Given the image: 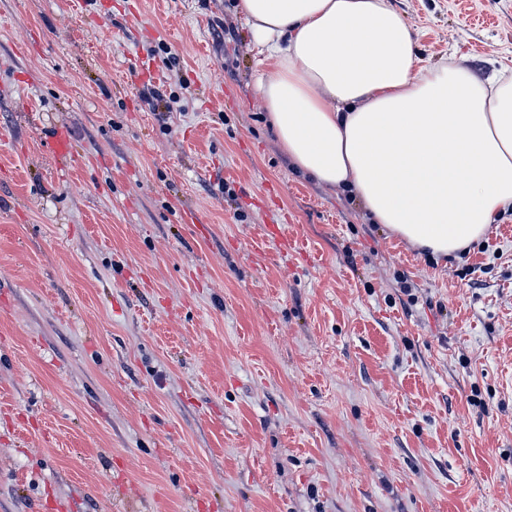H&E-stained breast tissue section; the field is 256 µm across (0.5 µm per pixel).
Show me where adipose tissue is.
Returning <instances> with one entry per match:
<instances>
[{"label":"adipose tissue","mask_w":512,"mask_h":512,"mask_svg":"<svg viewBox=\"0 0 512 512\" xmlns=\"http://www.w3.org/2000/svg\"><path fill=\"white\" fill-rule=\"evenodd\" d=\"M274 132L293 164L354 191L431 257L512 211V75L421 65L388 0H242Z\"/></svg>","instance_id":"obj_1"}]
</instances>
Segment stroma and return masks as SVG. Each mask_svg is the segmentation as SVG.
I'll use <instances>...</instances> for the list:
<instances>
[{
  "label": "stroma",
  "mask_w": 512,
  "mask_h": 512,
  "mask_svg": "<svg viewBox=\"0 0 512 512\" xmlns=\"http://www.w3.org/2000/svg\"><path fill=\"white\" fill-rule=\"evenodd\" d=\"M390 2L512 68V0ZM239 4L0 0V512H512V213L437 259L300 175ZM44 151L56 159L68 161L72 164L76 160L73 142L67 130L55 129L45 139ZM272 239L277 243L280 251L284 254H288V248L290 250L295 248L302 250L303 248L297 240L288 239V236L284 233L281 226L278 224H268L265 226L263 232L253 239L251 250L254 253L262 254L266 251Z\"/></svg>",
  "instance_id": "obj_1"
}]
</instances>
